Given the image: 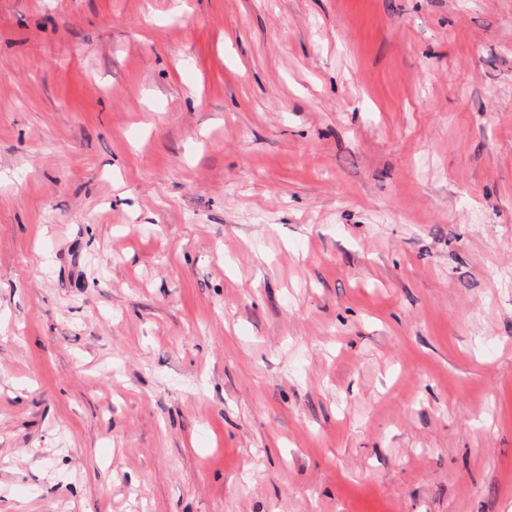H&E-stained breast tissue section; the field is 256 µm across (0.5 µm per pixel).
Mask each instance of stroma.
I'll list each match as a JSON object with an SVG mask.
<instances>
[{
    "label": "stroma",
    "mask_w": 512,
    "mask_h": 512,
    "mask_svg": "<svg viewBox=\"0 0 512 512\" xmlns=\"http://www.w3.org/2000/svg\"><path fill=\"white\" fill-rule=\"evenodd\" d=\"M0 512H512V0H0Z\"/></svg>",
    "instance_id": "35a3bbf8"
}]
</instances>
